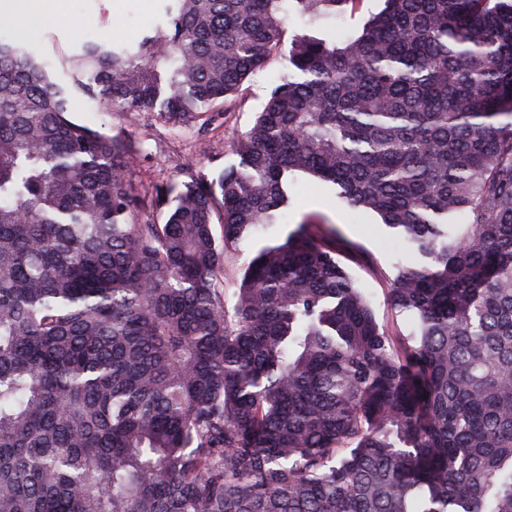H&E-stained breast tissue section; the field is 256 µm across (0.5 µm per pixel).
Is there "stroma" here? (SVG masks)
Wrapping results in <instances>:
<instances>
[{
  "label": "stroma",
  "instance_id": "stroma-1",
  "mask_svg": "<svg viewBox=\"0 0 512 512\" xmlns=\"http://www.w3.org/2000/svg\"><path fill=\"white\" fill-rule=\"evenodd\" d=\"M162 18V0H65L60 14L50 16L42 26L0 24V33H10L16 44L29 47L38 57L50 61L53 80L66 92L71 121L110 135L143 141L144 154L135 171L137 178H172L190 156L212 180L225 166L236 162L230 138L253 122L269 87L280 75L281 62L257 71L248 84V99L242 110L229 119H216L205 133L194 126L175 127L158 116L149 118L136 112L115 111L90 100L77 86L68 62L86 40L134 41ZM288 188L290 201L284 222L241 242L230 259L231 268L241 271L262 248L284 242L306 216H323L337 230L342 245L358 248L357 260L347 262L346 267L369 297L379 324L409 335L410 315L394 309L388 300L391 278L399 264L409 261L395 243L392 230L376 213L349 207L332 186L297 176L289 180Z\"/></svg>",
  "mask_w": 512,
  "mask_h": 512
}]
</instances>
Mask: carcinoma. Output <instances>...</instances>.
I'll return each mask as SVG.
<instances>
[{
	"label": "carcinoma",
	"instance_id": "1",
	"mask_svg": "<svg viewBox=\"0 0 512 512\" xmlns=\"http://www.w3.org/2000/svg\"><path fill=\"white\" fill-rule=\"evenodd\" d=\"M72 55L94 100L208 126L284 59L239 162L133 178L142 143L67 117L0 43V512H512V0H163ZM330 183L424 262L381 326L316 216L226 287L225 258ZM220 225L217 236L214 226ZM382 0H364L355 13L336 19V23L329 30V35L341 42L355 35L361 30L364 22L370 15L378 13L384 8Z\"/></svg>",
	"mask_w": 512,
	"mask_h": 512
}]
</instances>
